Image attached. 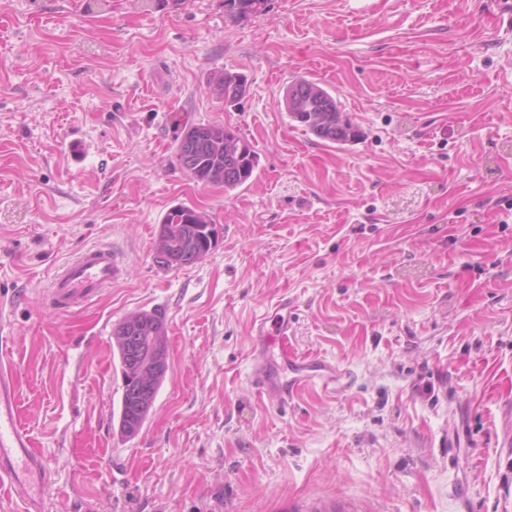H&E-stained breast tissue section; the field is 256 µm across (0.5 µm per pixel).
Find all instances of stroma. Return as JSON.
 Wrapping results in <instances>:
<instances>
[{
    "instance_id": "1",
    "label": "stroma",
    "mask_w": 512,
    "mask_h": 512,
    "mask_svg": "<svg viewBox=\"0 0 512 512\" xmlns=\"http://www.w3.org/2000/svg\"><path fill=\"white\" fill-rule=\"evenodd\" d=\"M240 73L224 105L209 84ZM319 83L363 132L332 144L281 100ZM259 165L234 191L179 166L187 123ZM184 204L217 246L179 269L157 226ZM111 245L124 277L59 313L45 289ZM294 301L297 349L335 390L267 407L251 326ZM0 338L54 471L46 512H512V0H0ZM165 318L168 371L123 440L112 330ZM213 94L224 100L225 105H236L245 96L244 78L235 72L224 71L214 78L210 85Z\"/></svg>"
}]
</instances>
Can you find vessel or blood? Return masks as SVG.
I'll return each mask as SVG.
<instances>
[{
    "mask_svg": "<svg viewBox=\"0 0 512 512\" xmlns=\"http://www.w3.org/2000/svg\"><path fill=\"white\" fill-rule=\"evenodd\" d=\"M122 273L123 266L110 247L90 246L57 271L45 300L58 312L84 307L100 298ZM291 308L287 297H280L253 323L260 356L249 374V383L273 409L283 407L308 385L328 387L341 379L334 365L296 349L288 316ZM4 480L25 502L26 512H44L51 472L21 422L13 354L0 348V482Z\"/></svg>",
    "mask_w": 512,
    "mask_h": 512,
    "instance_id": "b4317fda",
    "label": "vessel or blood"
}]
</instances>
